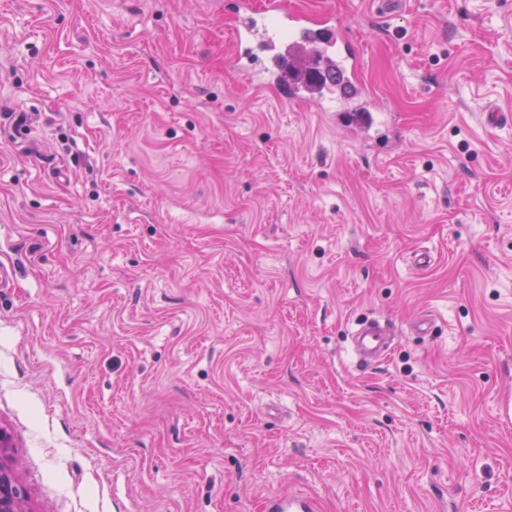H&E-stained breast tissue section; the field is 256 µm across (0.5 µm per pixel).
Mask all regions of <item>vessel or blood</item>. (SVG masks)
I'll use <instances>...</instances> for the list:
<instances>
[{
	"instance_id": "b4317fda",
	"label": "vessel or blood",
	"mask_w": 512,
	"mask_h": 512,
	"mask_svg": "<svg viewBox=\"0 0 512 512\" xmlns=\"http://www.w3.org/2000/svg\"><path fill=\"white\" fill-rule=\"evenodd\" d=\"M233 53L230 64L256 89L275 88L283 101L320 104L329 95L359 101L355 126L368 122L371 106L360 79L361 52L333 16L312 21L281 0H235ZM393 329L365 320L351 336L356 359L364 365L378 361L389 349ZM262 512H317L306 496L277 493L267 496Z\"/></svg>"
}]
</instances>
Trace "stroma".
I'll return each mask as SVG.
<instances>
[{
  "label": "stroma",
  "instance_id": "stroma-1",
  "mask_svg": "<svg viewBox=\"0 0 512 512\" xmlns=\"http://www.w3.org/2000/svg\"><path fill=\"white\" fill-rule=\"evenodd\" d=\"M298 2L359 47L368 128L252 91L232 0H0L27 512H512V0ZM357 326L351 336L356 360L362 365L373 364L387 353V336H394L395 332L388 324L381 325L377 321L365 320ZM261 510L262 512H316L317 507L309 497L277 493L265 498Z\"/></svg>",
  "mask_w": 512,
  "mask_h": 512
}]
</instances>
